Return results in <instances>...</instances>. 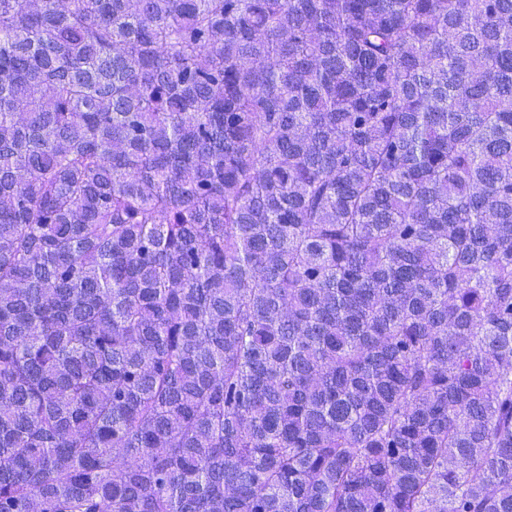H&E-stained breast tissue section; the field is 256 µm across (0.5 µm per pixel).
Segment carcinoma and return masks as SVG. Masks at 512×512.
<instances>
[{
  "label": "carcinoma",
  "instance_id": "carcinoma-1",
  "mask_svg": "<svg viewBox=\"0 0 512 512\" xmlns=\"http://www.w3.org/2000/svg\"><path fill=\"white\" fill-rule=\"evenodd\" d=\"M0 512H512V0H0Z\"/></svg>",
  "mask_w": 512,
  "mask_h": 512
}]
</instances>
